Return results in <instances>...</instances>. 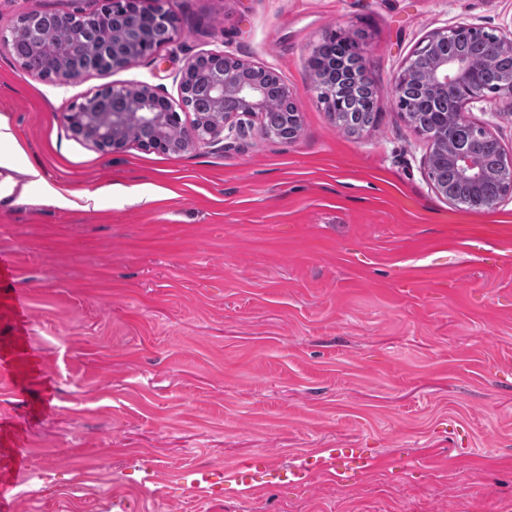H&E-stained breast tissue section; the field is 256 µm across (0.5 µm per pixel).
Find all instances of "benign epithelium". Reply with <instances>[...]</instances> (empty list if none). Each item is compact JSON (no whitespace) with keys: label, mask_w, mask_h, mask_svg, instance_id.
<instances>
[{"label":"benign epithelium","mask_w":512,"mask_h":512,"mask_svg":"<svg viewBox=\"0 0 512 512\" xmlns=\"http://www.w3.org/2000/svg\"><path fill=\"white\" fill-rule=\"evenodd\" d=\"M142 0H102L97 11L104 25L95 28H83L78 25L79 17L74 14L56 15L57 24L71 30L72 40L88 44L104 72L131 65L135 61L156 53L159 45L146 43L139 36L138 25L147 23L155 29L166 33V41H171L177 33L176 18L173 12L164 7L165 0H154L156 6L146 9ZM12 36L24 35L34 41H41L48 32L39 25L20 21L13 26ZM449 34L446 31L433 33L420 51H429L433 55L431 68L423 73L412 75V65H407L394 80V95L403 96L407 81L415 79L425 90L458 97L459 117L468 121L465 115L467 105L483 95L471 79V64L462 54L448 52ZM219 58L224 66L209 80V95L213 110L195 116L190 127L183 130L179 139L168 134L170 117L175 109L172 103L149 85L124 86L117 88L104 85L94 94L82 101L72 102L64 112L67 129L75 136L91 143L101 151H112L125 147L133 141L146 150L162 153H179L195 144L217 146L224 144V131H233V119L253 117L261 113L266 105L265 88L251 78L256 67L247 64L227 53H206L197 56L188 63L181 73V101H186L195 81L199 66L211 59ZM90 71L77 58L70 45L63 46L51 60L48 71L40 74L42 78H53L66 84ZM341 79L348 84L365 80L362 63L350 67L346 64L339 68ZM232 96L237 101V108L224 111V100ZM146 128L151 134L145 138L133 139L129 131ZM289 134L281 136L265 130L269 136L277 138L284 144L296 140L300 131L298 108L288 113ZM450 163L458 177L473 185L480 184L485 178V170L480 161L466 149L457 150L450 155L437 146L432 147L426 158L428 168H433L438 159Z\"/></svg>","instance_id":"benign-epithelium-1"}]
</instances>
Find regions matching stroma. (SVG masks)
<instances>
[{
    "mask_svg": "<svg viewBox=\"0 0 512 512\" xmlns=\"http://www.w3.org/2000/svg\"><path fill=\"white\" fill-rule=\"evenodd\" d=\"M101 0H0V31ZM173 42L68 84L23 74L0 43V180L95 207L0 199V464L26 467L0 512H512V196L471 209L438 194L431 142L401 114L395 75L435 31L512 37V0H168ZM355 38L375 126L348 134L311 60ZM211 51L272 68L297 94L285 145L260 120L223 148L104 152L62 123L103 85L179 101ZM467 116L512 157V101ZM30 316L17 327L16 293ZM330 448L374 460L357 483L289 468ZM264 459L252 492L227 475ZM204 471L220 497L195 496Z\"/></svg>",
    "mask_w": 512,
    "mask_h": 512,
    "instance_id": "1",
    "label": "stroma"
}]
</instances>
